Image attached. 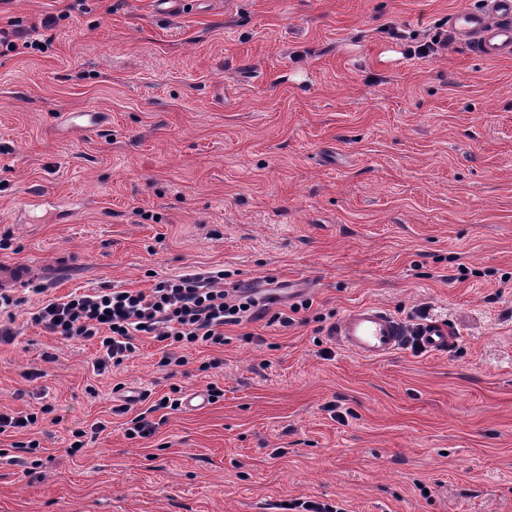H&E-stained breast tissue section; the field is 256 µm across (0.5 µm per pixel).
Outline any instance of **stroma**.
Masks as SVG:
<instances>
[{
  "instance_id": "35a3bbf8",
  "label": "stroma",
  "mask_w": 512,
  "mask_h": 512,
  "mask_svg": "<svg viewBox=\"0 0 512 512\" xmlns=\"http://www.w3.org/2000/svg\"><path fill=\"white\" fill-rule=\"evenodd\" d=\"M477 2L0 0L39 43L0 46V260L36 263L51 299L213 268L281 287L184 366L144 337L102 373L28 297L0 412H51L0 436V512H512V58L447 35ZM85 111L99 129L70 125ZM363 303L446 324L447 349L347 353L326 330ZM213 383L126 437L141 392ZM33 439L28 474L12 445Z\"/></svg>"
}]
</instances>
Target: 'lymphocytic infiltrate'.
I'll return each mask as SVG.
<instances>
[{"label": "lymphocytic infiltrate", "instance_id": "1", "mask_svg": "<svg viewBox=\"0 0 512 512\" xmlns=\"http://www.w3.org/2000/svg\"><path fill=\"white\" fill-rule=\"evenodd\" d=\"M223 271L188 272L147 289L88 288L41 302L32 319L67 340H98L95 369L132 356L140 336L161 343L162 365L182 366L187 350L224 342V328L259 316L268 297L255 289L225 290Z\"/></svg>", "mask_w": 512, "mask_h": 512}]
</instances>
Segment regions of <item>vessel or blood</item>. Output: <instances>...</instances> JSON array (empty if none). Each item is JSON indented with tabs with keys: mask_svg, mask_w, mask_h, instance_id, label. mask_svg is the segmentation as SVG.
<instances>
[{
	"mask_svg": "<svg viewBox=\"0 0 512 512\" xmlns=\"http://www.w3.org/2000/svg\"><path fill=\"white\" fill-rule=\"evenodd\" d=\"M448 35L454 44L483 59L512 57V0H480L477 8L449 14ZM35 275L36 269L30 263L0 261V293L25 288ZM327 334L350 354L377 360L401 350L409 331L388 308L360 304L332 323ZM418 334L427 351L437 352L448 346L450 330L444 324L426 322Z\"/></svg>",
	"mask_w": 512,
	"mask_h": 512,
	"instance_id": "1",
	"label": "vessel or blood"
}]
</instances>
